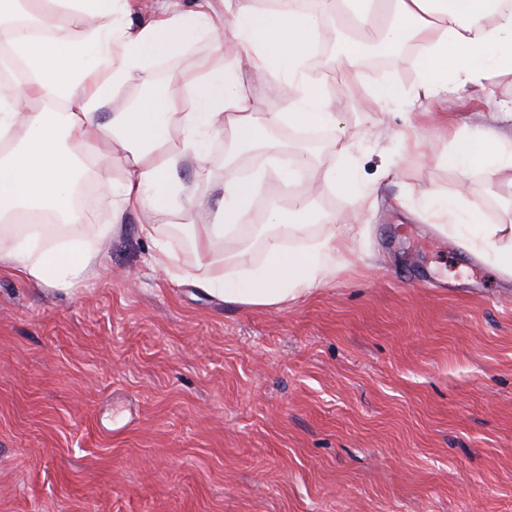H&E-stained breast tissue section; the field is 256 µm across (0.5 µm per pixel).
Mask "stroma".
<instances>
[{
    "mask_svg": "<svg viewBox=\"0 0 512 512\" xmlns=\"http://www.w3.org/2000/svg\"><path fill=\"white\" fill-rule=\"evenodd\" d=\"M404 54L364 62L355 93L326 84L337 123L307 177L324 185L347 142L373 193L360 212L324 185L316 212L364 234L312 296L243 307L175 283L134 217L105 244L104 276L61 291L0 271V512H512V277L420 217L457 174L419 116L417 50ZM210 58L200 42L149 68L101 120ZM445 111L512 144V76ZM411 122L424 155L399 150ZM208 168L210 183L182 178L214 207L223 142ZM120 177L85 172L97 223ZM266 182L256 224L303 190L271 169ZM470 193L495 224L512 183L477 169Z\"/></svg>",
    "mask_w": 512,
    "mask_h": 512,
    "instance_id": "obj_1",
    "label": "stroma"
}]
</instances>
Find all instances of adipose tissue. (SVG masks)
Here are the masks:
<instances>
[{
  "mask_svg": "<svg viewBox=\"0 0 512 512\" xmlns=\"http://www.w3.org/2000/svg\"><path fill=\"white\" fill-rule=\"evenodd\" d=\"M254 0H193L187 9H164L148 22H126L132 0H0V45L26 67L21 85H0V269L41 286L66 290L103 268L101 243L117 234L126 216L141 217V232L154 241L153 266L170 280L190 276L178 256L155 237L156 218L186 215L179 233L206 259L208 275L197 287L224 303L278 307L313 294L335 271L337 252L352 250L358 224L340 230L336 217L322 215L323 230L310 235L296 216H309L311 196L295 197L288 210L272 211L258 232L265 259L225 277L234 261L227 246L250 220L265 188L263 176H244L239 156L256 154L279 164L289 181L319 164L317 155L276 137L282 126L332 128L336 114L320 81L303 67L316 51L321 20L342 14L348 0H320L316 13L294 0H274L267 11ZM356 29L373 33L384 53L401 56L406 43L419 47L418 94L441 104L448 95L486 90L495 76L512 74V0H381L379 9L354 8ZM68 17L81 37L61 46L33 35ZM211 48L204 72L187 69L179 83L123 111L111 122L100 112L146 67L184 54L198 42ZM260 78L265 91L287 101L284 112L252 119L259 98L246 91L244 72ZM41 104L38 112L24 110ZM62 102L66 111H51ZM448 163L457 172L452 190L427 193L432 224L465 242L471 254L512 277V223L484 224L467 180L475 167L491 175L512 172V147L448 126ZM224 140L231 159L217 209L197 202L180 172L193 168L207 180L208 146ZM120 168L112 186V221L91 223L77 207L79 173L88 165ZM40 213L54 224H19V215ZM306 237L303 249L289 237Z\"/></svg>",
  "mask_w": 512,
  "mask_h": 512,
  "instance_id": "1",
  "label": "adipose tissue"
}]
</instances>
